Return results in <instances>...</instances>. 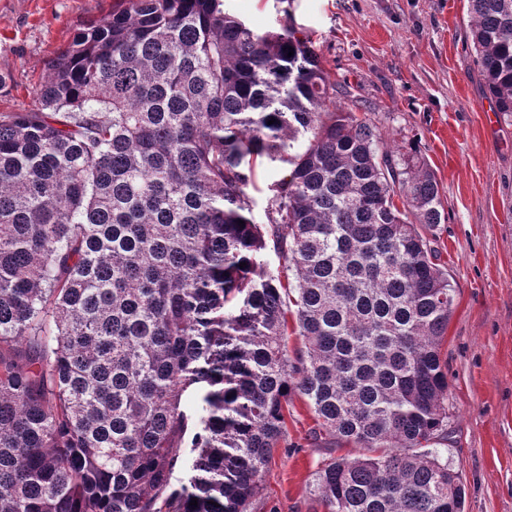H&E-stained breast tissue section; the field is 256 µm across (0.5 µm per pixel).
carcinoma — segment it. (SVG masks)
I'll list each match as a JSON object with an SVG mask.
<instances>
[{"label": "carcinoma", "mask_w": 512, "mask_h": 512, "mask_svg": "<svg viewBox=\"0 0 512 512\" xmlns=\"http://www.w3.org/2000/svg\"><path fill=\"white\" fill-rule=\"evenodd\" d=\"M468 10L511 120L512 0ZM48 70L0 116V512H253L294 396L365 450L317 471L322 512H464L435 447L455 297L422 232L445 221L438 183L336 105L353 87L316 43L223 0H125ZM263 157L288 165L267 230ZM286 164L280 161L264 160L255 170L252 185L248 188L252 200L253 216L258 224H266V210L270 196L269 187L279 174H283Z\"/></svg>", "instance_id": "obj_1"}]
</instances>
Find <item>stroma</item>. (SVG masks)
<instances>
[{"label": "stroma", "mask_w": 512, "mask_h": 512, "mask_svg": "<svg viewBox=\"0 0 512 512\" xmlns=\"http://www.w3.org/2000/svg\"><path fill=\"white\" fill-rule=\"evenodd\" d=\"M124 0H0V114L33 104L49 61ZM257 32L292 23L323 64L356 86L388 150L416 149L439 184L431 236L455 289L448 364V463L466 512H512V121L481 111L467 0H224ZM294 400L290 454L276 452L257 512H316V472L356 455Z\"/></svg>", "instance_id": "35a3bbf8"}]
</instances>
